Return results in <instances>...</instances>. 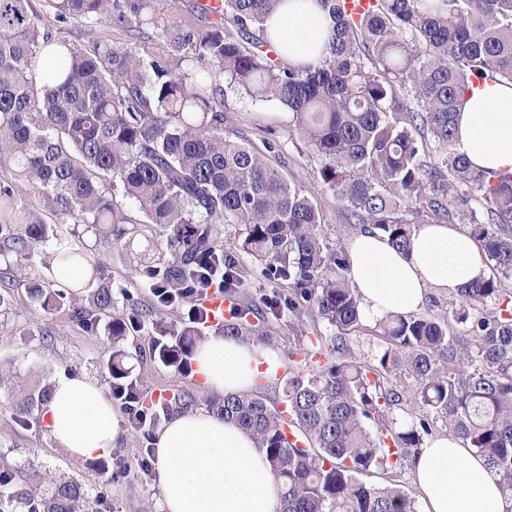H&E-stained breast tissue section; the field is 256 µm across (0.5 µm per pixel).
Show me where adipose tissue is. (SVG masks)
Instances as JSON below:
<instances>
[{"mask_svg":"<svg viewBox=\"0 0 512 512\" xmlns=\"http://www.w3.org/2000/svg\"><path fill=\"white\" fill-rule=\"evenodd\" d=\"M275 25L286 62L318 60L328 32L318 0H288ZM455 149L475 166L512 173V83L487 82L466 93ZM348 261L369 318L417 312L429 292L454 296L487 275L476 240L450 224L418 225L407 251L377 233L354 235ZM192 366L204 388L230 395L274 378L281 361L253 341L213 334ZM44 418L57 446L78 459L108 455L120 434L119 411L87 377L59 378ZM154 446L164 512H277L282 483L237 422L202 409L180 414L158 431ZM412 468L424 512H512L498 472L461 439H430L416 450Z\"/></svg>","mask_w":512,"mask_h":512,"instance_id":"obj_1","label":"adipose tissue"}]
</instances>
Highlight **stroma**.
Returning a JSON list of instances; mask_svg holds the SVG:
<instances>
[{
    "label": "stroma",
    "mask_w": 512,
    "mask_h": 512,
    "mask_svg": "<svg viewBox=\"0 0 512 512\" xmlns=\"http://www.w3.org/2000/svg\"><path fill=\"white\" fill-rule=\"evenodd\" d=\"M224 113L228 127L243 132L254 143L275 137L283 141L279 156L273 164L280 166L290 180L304 189L316 191L315 170L318 159L300 139H289L292 115L277 101H255L233 90L224 92ZM69 242L85 247L109 263V277L113 289L135 291L140 279L139 263H132L104 242L96 241L86 233L83 225L68 223L62 227ZM12 310L8 317H0V461L34 474L36 479L59 476L77 478L90 496L101 497L104 512H162L161 491L157 481H142L134 474L141 461L154 460L152 438L144 431L121 421L118 444L111 453L112 473L102 472L86 460L70 457L58 448L47 431L22 425L16 415L14 401L42 379L56 380L60 375L73 374L96 379L103 388H110L111 380L103 367L111 353V344L104 333H86L80 330L65 313L45 316L30 305L24 286L11 290ZM38 324L50 331L52 342L43 346L38 337L24 335L29 325ZM276 338L275 347L280 357L298 351L315 336L332 335L325 324L307 322L303 331L289 329L287 321L268 324ZM129 345L143 346V353H130L128 366L131 376L145 387L147 393L161 392L182 386L198 388L191 376H181L163 366L146 353L147 337L133 336Z\"/></svg>",
    "instance_id": "1"
}]
</instances>
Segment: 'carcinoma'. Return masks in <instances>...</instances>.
Segmentation results:
<instances>
[{
    "label": "carcinoma",
    "mask_w": 512,
    "mask_h": 512,
    "mask_svg": "<svg viewBox=\"0 0 512 512\" xmlns=\"http://www.w3.org/2000/svg\"><path fill=\"white\" fill-rule=\"evenodd\" d=\"M29 2L0 0V164L13 174L0 180V265L24 272L30 304L70 311L86 332L104 326L112 386L135 394L124 348L132 333H153V357L182 375L211 327L270 347L264 324L285 313L337 330L309 344L272 406L257 391L143 399L154 426L204 404L251 432L282 479L278 512H416L396 484L362 475L402 465L437 419L498 470L512 499V173L478 168L454 149L464 93L512 82V0H372L362 13L318 0L333 26L315 65H290L273 45L270 23L286 0H221V22L206 28L176 21L209 15L204 0H46L62 24L106 19L137 41L165 38V53L145 56L107 38L78 46L42 29ZM226 85L292 114L345 223L407 251L416 225L466 220L492 275L441 316L382 317L378 367L359 365L346 341L362 325L346 254L322 237L315 196L270 162L280 142L256 147L224 133ZM21 185L43 205L26 204ZM67 218L122 250L156 227L166 232V244L147 242L158 256L139 281L154 309L117 311L103 265L58 234ZM226 224L242 227L241 239L224 238ZM240 251L262 265L258 288L286 283L288 295L255 301ZM207 269L224 272L230 303L217 324L194 293ZM51 395L52 385L37 386L16 405L19 421L42 422ZM404 401L418 416L397 429L388 410ZM0 506L99 512L77 480L39 485L7 464Z\"/></svg>",
    "instance_id": "carcinoma-1"
}]
</instances>
